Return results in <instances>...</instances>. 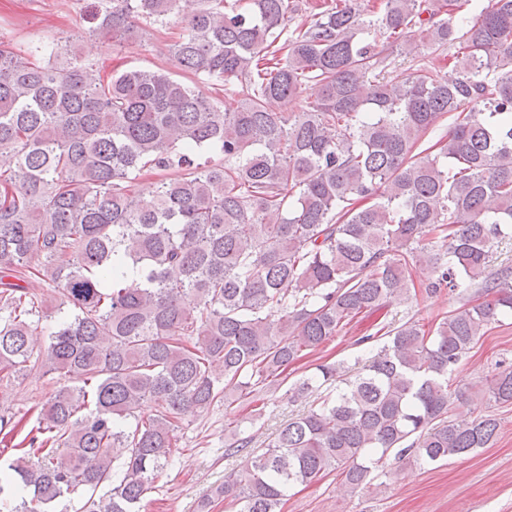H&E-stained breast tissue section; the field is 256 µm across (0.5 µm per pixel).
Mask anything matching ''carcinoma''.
<instances>
[{
    "mask_svg": "<svg viewBox=\"0 0 512 512\" xmlns=\"http://www.w3.org/2000/svg\"><path fill=\"white\" fill-rule=\"evenodd\" d=\"M469 2L323 0L289 32L292 0H96L89 32L114 42L141 22L179 28L168 64L108 79L72 48L79 34L0 41V372L64 381L0 470V512L84 493L87 512H139L186 417L249 397L393 297L467 282L478 298L387 330L354 378L319 365L296 397L344 386L214 496L282 512L330 467L358 492L390 452L433 464L490 445L497 419H448L463 397L448 374L512 314V268L486 273L490 244L512 234V0H489L463 30ZM377 28L382 44L365 38ZM456 44L452 78L426 65L383 76L395 53ZM310 83L316 99L288 111ZM446 115V141L421 148ZM152 171L143 207L133 187ZM130 273L144 288H127ZM36 279L59 299L38 350ZM491 393L512 403V366ZM24 428L0 414L1 440Z\"/></svg>",
    "mask_w": 512,
    "mask_h": 512,
    "instance_id": "1",
    "label": "carcinoma"
}]
</instances>
